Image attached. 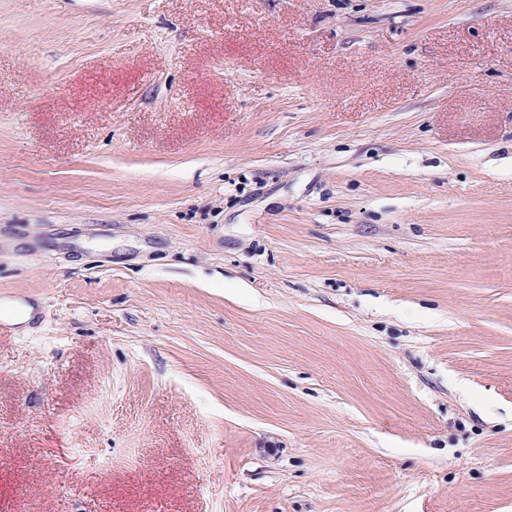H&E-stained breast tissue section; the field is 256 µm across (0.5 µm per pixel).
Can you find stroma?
Returning <instances> with one entry per match:
<instances>
[{"mask_svg":"<svg viewBox=\"0 0 512 512\" xmlns=\"http://www.w3.org/2000/svg\"><path fill=\"white\" fill-rule=\"evenodd\" d=\"M0 512H512V0H0Z\"/></svg>","mask_w":512,"mask_h":512,"instance_id":"stroma-1","label":"stroma"}]
</instances>
